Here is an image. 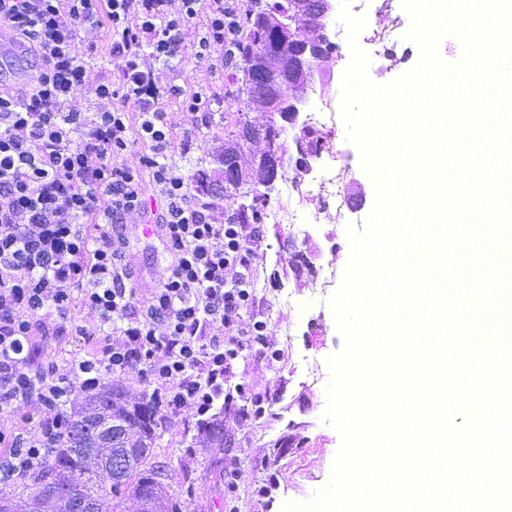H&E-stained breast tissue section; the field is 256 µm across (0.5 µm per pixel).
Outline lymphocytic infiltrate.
<instances>
[{
	"label": "lymphocytic infiltrate",
	"instance_id": "f902f5d3",
	"mask_svg": "<svg viewBox=\"0 0 512 512\" xmlns=\"http://www.w3.org/2000/svg\"><path fill=\"white\" fill-rule=\"evenodd\" d=\"M170 2L0 0V23L42 57L24 95L0 91V410L37 408L31 433L0 438L19 477L39 470L67 429L74 391H94L113 375L145 377L166 422L188 407L206 422L219 401L245 420L263 411L260 393L232 381L244 351H273L266 322L247 316L262 235L237 214L215 218L170 163L173 131L158 108L168 91L154 68L177 55L200 16L196 53L223 68L236 13L228 0H180L175 12ZM100 26L119 67L98 84L96 102L77 109L72 99L91 58L72 44L81 29ZM136 144L144 151L133 168L123 158ZM148 184L161 202L154 219L172 267L141 297L118 226L145 214ZM78 303L97 313L98 326L75 321ZM44 336L94 346L39 371L34 357Z\"/></svg>",
	"mask_w": 512,
	"mask_h": 512
}]
</instances>
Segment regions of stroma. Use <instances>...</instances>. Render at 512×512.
Listing matches in <instances>:
<instances>
[{
  "label": "stroma",
  "mask_w": 512,
  "mask_h": 512,
  "mask_svg": "<svg viewBox=\"0 0 512 512\" xmlns=\"http://www.w3.org/2000/svg\"><path fill=\"white\" fill-rule=\"evenodd\" d=\"M353 14L367 18L359 37L361 47L371 58L368 73L372 81L385 84L413 66L404 60L401 48L378 41L379 25L396 26L406 34L411 21L402 0H350ZM196 26H189L177 56L155 68L164 86L190 91L206 85L217 91L211 106V123H198L195 115L182 109L177 97L161 104L176 136H188L190 152L173 150L169 158L187 178L197 169L212 168L224 149L222 114L227 104L243 108L251 123L268 120L265 112L246 107L245 95L228 83L223 71H216L199 59L193 48ZM99 52L83 87L73 104L83 109L96 99V88L103 78L112 76L115 63L106 49L108 36L96 28L78 36L75 53L84 55L90 43ZM350 60L348 45H341L326 63L327 76L306 93L305 108L322 109V124L317 137L335 140L339 150L336 176L344 185V197L333 202L317 190L297 194L290 202L318 217L314 224H276L262 220V245L257 262L258 282L253 316L266 321L278 359L269 361L252 351L244 352L235 365L237 381L269 390L271 399L261 417L238 423L233 415L224 417V445L200 448L193 442L197 429L192 411H184L174 427H157L153 466L168 476L169 491L178 512H285L287 504L309 502L324 488L331 475L341 445L339 433L325 420V387L330 374L327 358L339 352L344 339L337 329L329 299L338 289L350 254L347 228L364 230L374 205V188L362 171L360 154L346 138L339 114L342 76ZM127 241L132 285L139 295L150 293L168 277L171 256L159 233L143 234L138 216L128 217L120 227ZM313 256L314 270L295 275L288 265L291 251ZM238 463L235 486H228L225 471ZM277 479L273 504L259 501L258 487Z\"/></svg>",
  "instance_id": "1"
}]
</instances>
